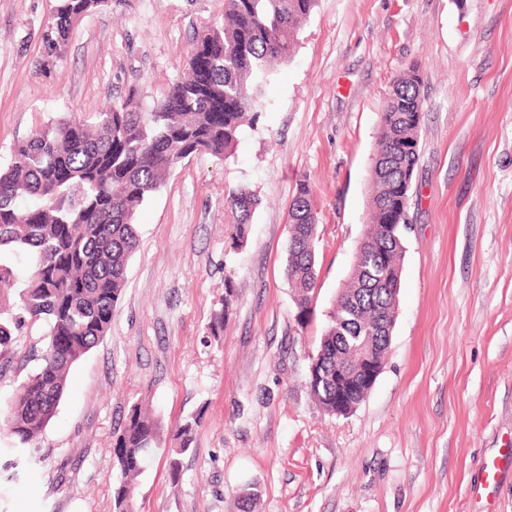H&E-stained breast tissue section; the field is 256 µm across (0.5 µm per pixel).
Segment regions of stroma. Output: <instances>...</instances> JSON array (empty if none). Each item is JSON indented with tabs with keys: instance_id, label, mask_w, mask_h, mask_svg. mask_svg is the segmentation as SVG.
Masks as SVG:
<instances>
[{
	"instance_id": "stroma-1",
	"label": "stroma",
	"mask_w": 512,
	"mask_h": 512,
	"mask_svg": "<svg viewBox=\"0 0 512 512\" xmlns=\"http://www.w3.org/2000/svg\"><path fill=\"white\" fill-rule=\"evenodd\" d=\"M223 0H112L45 51L58 0H0V167L35 128L145 104L184 73ZM423 78L398 311L381 374L350 414L310 395L326 313L368 222L371 158L393 82ZM267 108L230 156L196 154L138 209L139 245L108 335L73 366L37 447L0 427V512H115L112 440L133 406L159 450L135 512H512V0H318ZM307 183L317 284L298 322L289 208ZM261 200L232 247L228 189ZM224 329L212 335L216 313ZM199 417L180 479L167 450Z\"/></svg>"
}]
</instances>
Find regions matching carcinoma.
Wrapping results in <instances>:
<instances>
[{
  "label": "carcinoma",
  "instance_id": "cac0c4a2",
  "mask_svg": "<svg viewBox=\"0 0 512 512\" xmlns=\"http://www.w3.org/2000/svg\"><path fill=\"white\" fill-rule=\"evenodd\" d=\"M106 0H59L47 37L49 53L61 49L71 19ZM316 0H224V21L192 44L199 65L174 83L164 98L146 107L137 88L92 117L73 115L36 129L0 169V253L27 255L32 271L18 300L0 294V359L14 332L47 327L42 346L27 353L34 367L18 384L3 424L16 448L32 453L62 399L70 369L110 330L121 300L128 261L137 247L136 212L171 170L204 147L222 159L241 126L265 110L270 64L287 61L300 23ZM416 65L395 79L379 123L371 167L370 225L356 264L327 314L320 348L311 357L324 379L308 384L313 398L332 413L336 370L359 375L363 352L382 363L396 319L400 287L396 272L405 254L407 212L419 160L423 103ZM261 204L245 189L232 188V243H243ZM286 275L295 289L297 319L310 312L317 281L318 218L307 185L290 206ZM196 417L181 424L169 449L170 477L179 479L177 456L189 451ZM158 423L138 407L128 413L112 443L115 507L127 500L157 452Z\"/></svg>",
  "mask_w": 512,
  "mask_h": 512
}]
</instances>
